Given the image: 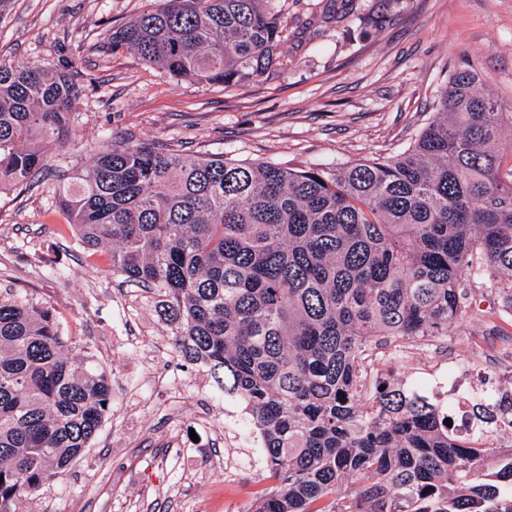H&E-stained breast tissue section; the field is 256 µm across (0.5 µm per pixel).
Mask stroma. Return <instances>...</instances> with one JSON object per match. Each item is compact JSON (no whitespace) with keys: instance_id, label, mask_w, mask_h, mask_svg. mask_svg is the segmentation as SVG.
<instances>
[{"instance_id":"obj_1","label":"stroma","mask_w":512,"mask_h":512,"mask_svg":"<svg viewBox=\"0 0 512 512\" xmlns=\"http://www.w3.org/2000/svg\"><path fill=\"white\" fill-rule=\"evenodd\" d=\"M145 0H11L0 60L75 65L68 143L43 173L0 193V293L50 306L65 335L92 346L112 380V408L83 455L26 498L22 512H248L265 471L234 435L235 415L208 365L177 349L156 294L107 274L57 210L63 178L107 140L185 154L333 167L409 147L453 71L476 65L512 105V0H280L283 64L224 88L177 80L113 53L108 37ZM468 315L431 342L434 360L512 342L501 296L464 278Z\"/></svg>"}]
</instances>
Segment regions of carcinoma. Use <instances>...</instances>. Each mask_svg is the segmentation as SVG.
<instances>
[{
	"label": "carcinoma",
	"instance_id": "obj_1",
	"mask_svg": "<svg viewBox=\"0 0 512 512\" xmlns=\"http://www.w3.org/2000/svg\"><path fill=\"white\" fill-rule=\"evenodd\" d=\"M282 33L269 0H148L110 46L229 88L281 63ZM72 68L0 62V193L70 140ZM508 123L470 65L394 156L293 168L111 140L59 186L83 249L156 291L179 345L248 409L272 479L250 512H512V448L483 439L489 422L459 439L366 367L383 346L448 335L464 275L512 303ZM111 406L92 347L52 307L1 293L0 512L76 460Z\"/></svg>",
	"mask_w": 512,
	"mask_h": 512
}]
</instances>
